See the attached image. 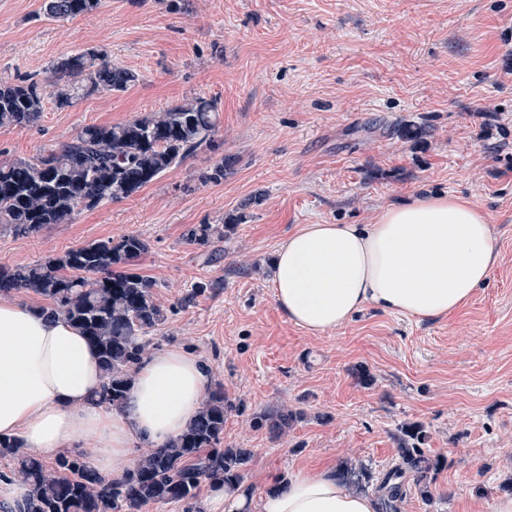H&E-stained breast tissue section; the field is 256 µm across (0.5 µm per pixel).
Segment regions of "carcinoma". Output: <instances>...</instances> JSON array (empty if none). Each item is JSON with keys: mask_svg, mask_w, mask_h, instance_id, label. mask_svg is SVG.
I'll use <instances>...</instances> for the list:
<instances>
[{"mask_svg": "<svg viewBox=\"0 0 512 512\" xmlns=\"http://www.w3.org/2000/svg\"><path fill=\"white\" fill-rule=\"evenodd\" d=\"M102 0H42L48 18L64 19L97 11ZM55 80L44 86L32 78L0 79V126L35 123L50 95L60 108L92 92H123L138 74L112 65L104 53L87 49L61 56L52 65ZM216 102L196 96L162 112L125 123L91 125L66 142L39 149L30 159L0 164V226L29 235L47 224H63L82 209L128 198L198 150L219 147ZM236 163L225 157L204 174V182L224 179ZM224 232L215 224H194L187 242L205 247ZM148 250L138 235L98 240L50 256L36 264L0 268V295L24 291L47 301L46 309L75 327L98 352L104 374L102 400L126 404L133 376L151 339L165 320L155 297V281L135 271ZM231 405L217 388L204 397L189 427L175 440L137 455L118 478L98 471L84 453L62 452L47 465L18 438H0V457L9 471L0 479L26 488L17 512H138L148 505L191 502L203 484L238 483L251 452L224 447V420ZM282 409L261 425L282 433L300 418ZM420 424L405 427L399 462L380 485L382 512H400L405 477L428 485L440 458L422 445Z\"/></svg>", "mask_w": 512, "mask_h": 512, "instance_id": "cac0c4a2", "label": "carcinoma"}]
</instances>
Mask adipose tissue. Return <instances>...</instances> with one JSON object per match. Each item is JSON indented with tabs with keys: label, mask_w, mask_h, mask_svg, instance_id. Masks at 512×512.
<instances>
[{
	"label": "adipose tissue",
	"mask_w": 512,
	"mask_h": 512,
	"mask_svg": "<svg viewBox=\"0 0 512 512\" xmlns=\"http://www.w3.org/2000/svg\"><path fill=\"white\" fill-rule=\"evenodd\" d=\"M499 260L489 216L469 199L418 194L372 224H304L277 249L273 292L288 321L321 335L373 307L417 319L465 305ZM209 384L198 357L170 347L139 366L124 409L99 400L95 348L72 325L0 297V437L53 453L89 446L96 467L120 477L134 445L159 448L181 435ZM335 471L298 472L258 493L214 486L207 512H377Z\"/></svg>",
	"instance_id": "1"
}]
</instances>
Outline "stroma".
<instances>
[{"label": "stroma", "instance_id": "stroma-1", "mask_svg": "<svg viewBox=\"0 0 512 512\" xmlns=\"http://www.w3.org/2000/svg\"><path fill=\"white\" fill-rule=\"evenodd\" d=\"M91 47L136 84L65 109L46 98L33 126L0 127V162L198 95L217 103L219 147L67 223L1 229L0 267L139 235L167 312L149 350L191 352L223 388L224 445L253 452L244 485L328 465L366 471L375 495L418 423L445 462L428 495L406 477L401 512H491L512 490V0H103L67 19L0 0L1 78L49 83L56 58ZM227 155L231 173L201 182ZM424 192L466 197L496 226L499 262L465 306L421 320L368 308L323 335L288 321L272 288L288 233L371 224ZM204 223L223 237L189 244ZM286 407L303 412L288 432L258 426ZM224 231H221L215 224H194L187 229L185 239L193 245L201 247L208 246L215 237H221Z\"/></svg>", "mask_w": 512, "mask_h": 512}]
</instances>
